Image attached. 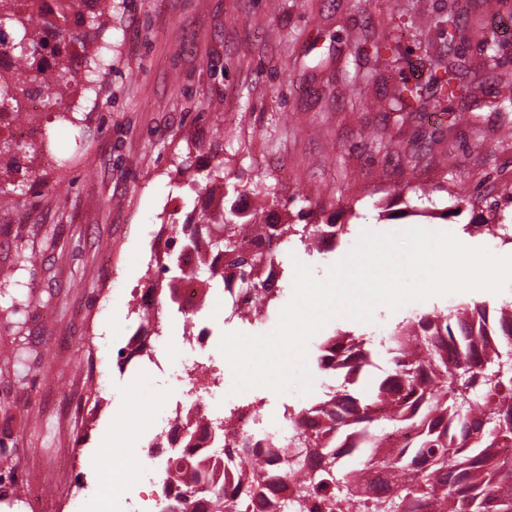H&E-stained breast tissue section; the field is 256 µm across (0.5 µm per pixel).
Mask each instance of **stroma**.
Listing matches in <instances>:
<instances>
[{
  "label": "stroma",
  "instance_id": "1",
  "mask_svg": "<svg viewBox=\"0 0 512 512\" xmlns=\"http://www.w3.org/2000/svg\"><path fill=\"white\" fill-rule=\"evenodd\" d=\"M447 4L112 0L99 35L112 46L111 70L94 91L78 93L76 125L40 113L57 132L56 162L34 167L32 189L0 209V266L17 267L0 289V351L23 345L29 367L23 386L0 376V418H13L8 445L24 489L20 512H44L56 476L87 512H113L102 489L116 477L151 512L155 488L141 480L138 450L181 384L120 364L118 352L139 328L140 297L166 262L154 246L160 228L185 223L205 203L197 171L212 172L217 194L235 183L237 206L259 200L261 223L343 226L320 250L289 243L277 282L288 297L295 262L325 278L365 230L446 231L512 256V201L501 191L512 184V112L493 105L500 82L512 78V0L495 12L482 0H459L465 95L402 116L381 101L392 72L369 86L345 79L377 69L361 33L385 26L403 35L404 76L426 81L427 58L448 53ZM424 16L431 24L421 25ZM486 36L499 44L497 62L487 57ZM31 248L41 261L17 266L18 252ZM211 298L202 319L209 338L191 358L229 385L223 333L264 334L279 316L228 323L222 291ZM473 302L512 304V287L380 307L371 323L336 318L307 353L337 332L370 339L376 381L388 368L383 350L396 323ZM331 384L316 374L307 395L221 390L211 405L259 402L267 426L277 428L284 408L306 406Z\"/></svg>",
  "mask_w": 512,
  "mask_h": 512
}]
</instances>
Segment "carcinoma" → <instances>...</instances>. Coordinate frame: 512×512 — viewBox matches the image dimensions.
Instances as JSON below:
<instances>
[{
    "label": "carcinoma",
    "mask_w": 512,
    "mask_h": 512,
    "mask_svg": "<svg viewBox=\"0 0 512 512\" xmlns=\"http://www.w3.org/2000/svg\"><path fill=\"white\" fill-rule=\"evenodd\" d=\"M98 0L72 3L39 16L22 10L18 0H0V24L13 29L15 40L0 42L18 63L15 76L0 74V113L29 119L25 102L43 99L58 120H74L72 93L93 89L95 69L107 62V46L92 56L95 68L85 76L70 67L75 45L86 46L107 24ZM458 0H448V51H453L460 24ZM364 44L387 65L399 63L401 36L392 31L362 35ZM428 84L439 95L454 98L463 90L454 64L443 56L428 60ZM386 109L419 111L428 100L422 85L405 77L385 95ZM52 152L50 136L19 144L0 140V204L21 188L13 177L20 160ZM243 216L231 206L219 217L199 215L181 226L168 252L169 300L176 282L188 275L180 256L205 239L210 257L199 262L208 273L207 288L225 287L232 279L243 288L255 284L262 268L278 259L263 252H245L239 238ZM315 225L262 224L256 238L287 243L297 237L309 245ZM512 305L489 307L467 303L449 313L435 311L399 321L385 346L389 371L369 392L357 383L372 365L366 339L349 332L327 337L314 357L315 370L335 377L339 385L323 392L309 406L284 415L294 426L285 445L259 448L250 437L224 446L233 476L216 484L203 466L201 443L223 441V433L207 427H175L181 435L169 449L176 476L182 467L191 480L170 501L172 512H206L207 495L227 502L234 512H272L280 499L292 498L308 512H512ZM386 421L404 435L397 448H377L382 434L373 424ZM263 454L272 472L246 470L253 455ZM13 473L0 474V502H22Z\"/></svg>",
    "instance_id": "cac0c4a2"
}]
</instances>
